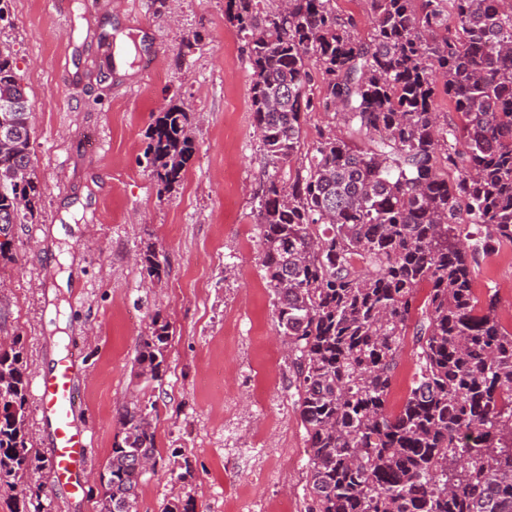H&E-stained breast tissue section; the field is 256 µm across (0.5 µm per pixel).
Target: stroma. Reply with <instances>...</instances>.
<instances>
[{
    "label": "stroma",
    "mask_w": 512,
    "mask_h": 512,
    "mask_svg": "<svg viewBox=\"0 0 512 512\" xmlns=\"http://www.w3.org/2000/svg\"><path fill=\"white\" fill-rule=\"evenodd\" d=\"M225 4L11 0L0 22L35 109L41 189L15 229L16 262L0 264V337L21 338L32 376L81 341L89 472L110 457L117 405L156 402L160 457L141 478L138 512H163L177 496L192 497L195 512H225L229 496L245 499L244 512L307 508L305 430L255 223L265 160L249 46ZM172 104L191 116L194 153L165 192L144 151L153 116ZM57 224L63 237L51 234ZM149 249L170 266L162 280L143 269ZM473 288L482 300L496 294L511 324L512 249L480 256ZM156 316L169 324L168 371L147 383L135 349ZM28 429L40 512H71L33 406Z\"/></svg>",
    "instance_id": "stroma-1"
}]
</instances>
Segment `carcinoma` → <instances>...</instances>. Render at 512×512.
<instances>
[{
  "label": "carcinoma",
  "mask_w": 512,
  "mask_h": 512,
  "mask_svg": "<svg viewBox=\"0 0 512 512\" xmlns=\"http://www.w3.org/2000/svg\"><path fill=\"white\" fill-rule=\"evenodd\" d=\"M356 36L333 0H286L260 23L259 0H226L249 39L250 100L265 159L257 197L261 262L281 334L294 353L306 431L307 512H512V328L473 264L512 245V0H369ZM315 58L319 102L307 93ZM459 122L436 112L437 91ZM0 262L17 259L15 226L40 200L30 102L0 46ZM348 135L303 150L316 106ZM189 113L149 125L144 155L170 190L193 155ZM300 162L295 174L286 168ZM453 178H448V173ZM468 224L474 234L461 238ZM148 277L167 266L148 249ZM428 292L418 300V287ZM415 372L388 407L408 331ZM169 325L140 337L139 376L167 372ZM20 337L0 341V487L26 485L32 462ZM155 404L115 410L100 512H137L140 463L158 454Z\"/></svg>",
  "instance_id": "cac0c4a2"
}]
</instances>
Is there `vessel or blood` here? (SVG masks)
<instances>
[{
    "label": "vessel or blood",
    "instance_id": "vessel-or-blood-1",
    "mask_svg": "<svg viewBox=\"0 0 512 512\" xmlns=\"http://www.w3.org/2000/svg\"><path fill=\"white\" fill-rule=\"evenodd\" d=\"M83 375L80 343L73 340L35 380L38 413L49 440L48 469L75 504L86 494L83 474L91 453L90 424L83 415Z\"/></svg>",
    "mask_w": 512,
    "mask_h": 512
}]
</instances>
